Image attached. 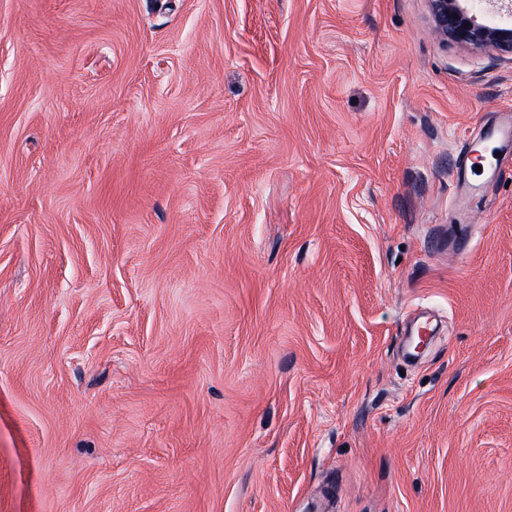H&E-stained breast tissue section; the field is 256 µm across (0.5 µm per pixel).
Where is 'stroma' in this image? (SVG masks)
Masks as SVG:
<instances>
[{"instance_id": "stroma-1", "label": "stroma", "mask_w": 512, "mask_h": 512, "mask_svg": "<svg viewBox=\"0 0 512 512\" xmlns=\"http://www.w3.org/2000/svg\"><path fill=\"white\" fill-rule=\"evenodd\" d=\"M511 117L427 0H0V512H512Z\"/></svg>"}]
</instances>
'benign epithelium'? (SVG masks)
Listing matches in <instances>:
<instances>
[{
    "mask_svg": "<svg viewBox=\"0 0 512 512\" xmlns=\"http://www.w3.org/2000/svg\"><path fill=\"white\" fill-rule=\"evenodd\" d=\"M483 0H428L434 30L440 40L479 49L512 53V0H506L509 22L490 24L479 12Z\"/></svg>",
    "mask_w": 512,
    "mask_h": 512,
    "instance_id": "1",
    "label": "benign epithelium"
}]
</instances>
